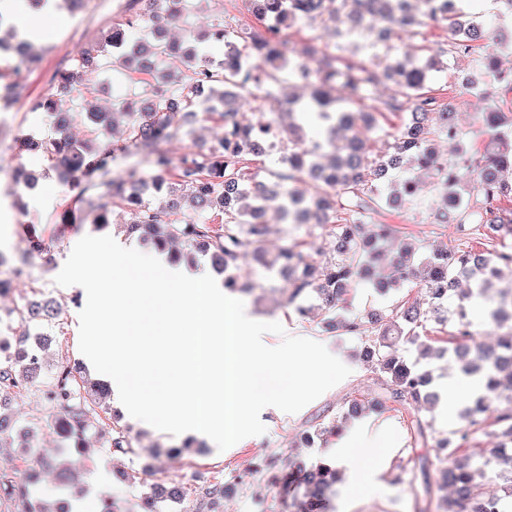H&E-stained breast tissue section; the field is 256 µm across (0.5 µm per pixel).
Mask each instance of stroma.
I'll use <instances>...</instances> for the list:
<instances>
[{"mask_svg":"<svg viewBox=\"0 0 512 512\" xmlns=\"http://www.w3.org/2000/svg\"><path fill=\"white\" fill-rule=\"evenodd\" d=\"M126 0H94L88 10H70L67 25L47 27L43 41L38 46L43 56L40 70L27 77L17 90V102L8 112L0 114V163L9 166L24 165L26 168L44 171L36 190L31 194L16 192L9 173L0 175V254L6 258L18 257L27 247V229L35 227L42 235L44 252L33 257L27 269L26 279L11 294L0 297V336L17 340L21 328L13 311L25 301L50 297L58 309L53 319L45 322L41 333L50 335L52 344L44 357L45 368H52L58 351H67L82 376L96 379L97 374L87 364L78 348V313L84 307L82 288L61 287L54 279L71 253V246L83 236L95 234L93 224L77 220L73 224L58 223L57 217L68 208L83 209L81 183L64 185L56 175L48 171L49 163L43 158L20 152L18 140L27 135L48 133L49 119L40 112L25 109L26 100L46 93L53 72L68 63L83 44L102 38L113 22L121 16ZM463 10L470 19L495 30L496 40L477 43L470 53H455L448 49V32L435 24L422 27L418 36H408L396 31L392 43L418 62H426L430 55H439L440 69L430 71L433 86L444 102L454 107L460 127L468 134L473 149L484 146L485 129L479 119L474 100L459 88L464 74L477 73L478 59L486 53L497 54L504 68L512 69V20L499 17L492 0H465ZM223 15L225 25L235 29H248L253 18L244 0H199L192 19L195 28H207L216 15ZM435 199L432 181H424L412 202L399 210L379 209L367 215V228L379 224L393 227L385 250H393L401 243L412 242L419 246L421 254L449 250L460 242V233L453 224H435L431 221V206ZM269 230L265 247L276 252L284 239L301 242L306 252L327 247L328 239L321 230L309 224H285L280 221L277 207L268 211ZM239 280L253 284L252 293L242 300L249 315L261 322H278L285 334L314 339L323 343L351 370L341 383L295 414L277 409L261 413L266 432L260 436L245 438L227 450H218L216 444L206 443L202 453L188 454L167 459L164 468L169 478H177L184 472L208 471L209 475L223 476L231 483L232 490L221 500L218 512H294L281 485L273 472L257 469L259 460L278 456L312 463L328 457L339 461L343 475L337 487L334 501L335 512H449L447 491L441 490L440 465L432 457L431 444H413L407 428L409 416L419 417L432 423L435 437L446 436L448 418L441 410L426 411L410 408L402 412L394 405H387L365 413L364 418L372 426L390 425L397 435V447L380 451L378 465L384 466L383 488H375L369 479H360L357 487H350V472L343 459L346 449L337 447L335 437H327L316 448L304 447L300 441L303 430L309 426L328 422L347 402L363 393L372 376L371 370L359 360V337L328 329L327 316L318 302H310L306 316H298L288 304L287 282L272 272L258 267L251 256H244L238 271ZM44 380H37L14 394L10 409L14 417L26 425L29 442L35 453L48 456L64 455L65 444L55 430L58 411L43 397ZM118 405L107 400L106 410L92 418L85 441L94 449V455L74 473V483L87 487L89 499L119 492L122 502L119 512H143L142 501L152 489L144 485L129 488L120 483V472H141L152 459L154 444L170 446L177 439L146 424L121 418L113 422L112 413ZM120 425L136 448L130 456L108 448L109 432L113 425ZM428 458L426 471H414L399 475L398 466L410 456Z\"/></svg>","mask_w":512,"mask_h":512,"instance_id":"stroma-1","label":"stroma"}]
</instances>
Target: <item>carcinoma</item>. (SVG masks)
<instances>
[{
	"label": "carcinoma",
	"instance_id": "carcinoma-1",
	"mask_svg": "<svg viewBox=\"0 0 512 512\" xmlns=\"http://www.w3.org/2000/svg\"><path fill=\"white\" fill-rule=\"evenodd\" d=\"M195 2L127 0L124 15L107 35L85 43L77 57L55 71L50 91L34 106L50 118L51 132L22 138L21 152L46 158L61 181L87 177L82 193L96 229L111 226L114 208L129 209L137 220L127 225L128 234L159 251L174 234L188 239L208 256L230 292L251 291L237 274L246 248L256 264L288 280V303L300 315L312 299L325 310L336 311L348 288L355 285L381 294L419 286L429 301L426 310L407 299L394 307L386 321L375 313L336 316V328L353 336L363 335L366 324L374 325L375 335L363 340L362 356L372 372L384 376L383 388L352 400L338 419L305 430V446L336 432L364 403L383 406L392 400L420 407L430 402L431 374L409 361L403 347L416 344L427 323L451 321L452 347L439 352L452 356L464 373L479 376L495 395L498 408L492 434L498 447H512V330L499 336L496 347L475 349L471 321L462 324L456 318L459 310L469 315L470 303L487 296L504 272L512 274V248H458L425 256L419 264L416 248L405 244L389 260L393 274L381 275L383 241L390 236L391 225L381 224L377 233L368 235L363 224L369 211L414 197L419 187L416 171L432 175L438 186L433 223L455 224L466 238L482 229L501 238L512 235V218L500 216L503 203L512 201V181L503 177L512 171V139L503 131L512 128V113L490 105L499 91H512V71L501 70L497 58L489 54L480 60V77L463 81L466 93L479 91L480 102L486 104L481 119L488 145L474 153L451 105L440 102L429 85L428 67L392 55L388 38L376 35L378 29L391 34L397 28L414 34L430 21L448 30V46L456 52L471 49V42L481 39L482 26L462 20L464 12L455 8L454 0H249L256 26L241 45L230 39L222 16L204 35L165 41L162 25L188 23ZM328 24L335 35L331 45L316 33ZM299 25L314 33L296 43L290 30ZM352 39L364 40L378 63L370 66L348 54L346 45ZM216 45L224 46L219 60L210 56ZM2 49L15 54L8 67L10 77L0 73V102L9 106L15 100L20 71L38 69L42 55L17 40L12 31H0ZM166 56L181 58L184 69L178 73L159 69L156 61ZM89 70H110L116 77L115 94L105 111L89 104L90 89L84 84ZM382 83L398 87L396 94L381 102L382 110L405 112L407 118L391 140L373 152L362 139L348 134L358 122L375 127L373 113L351 112L349 107L369 99L372 89ZM253 87L264 90L270 114L246 120L240 116L238 101L240 93ZM299 87L309 89L308 99L292 92ZM199 111L224 122L220 143L191 149L176 162L163 144L188 134ZM332 112L338 114L337 122L324 138L306 142L303 119L310 113L327 118ZM74 114L84 116L90 128V137L83 141L69 135ZM445 136L456 144L448 159L434 148V141ZM266 148L277 150L279 157L276 169L261 177L251 170V157L264 154ZM133 152L140 160L111 175L113 160ZM273 201L281 203L287 223L323 229L335 257L322 262L288 240L274 257H268L263 249L267 225L260 217ZM186 209L197 212V218L176 223ZM53 312V302L43 299L29 300L16 309L25 326L39 325ZM49 342L42 336L36 349L22 346L0 360V390H20L33 381ZM44 395L60 411L56 429L66 442V454L76 461L89 456L84 433L102 407L106 388L77 375L69 356L62 355ZM484 411L480 400L467 405L460 426L435 443L437 453L443 454L444 482L452 490L451 512H504L505 503L512 501V458L496 474L503 495H490L489 463H477L466 450L472 432L483 429ZM109 446L135 453L121 429H112ZM51 468L56 471L55 507H45L46 492L39 482L27 473L18 476L14 466L0 467V504H8L7 512H27L26 502L34 498L36 512H79L84 493L71 490L69 468L54 464ZM288 469L299 488L297 512H329L340 477L336 461L290 464ZM226 490L222 480H208L198 487L207 512L214 510ZM183 494L174 485L154 484L153 495L146 497L148 512H158V500H176Z\"/></svg>",
	"mask_w": 512,
	"mask_h": 512
}]
</instances>
